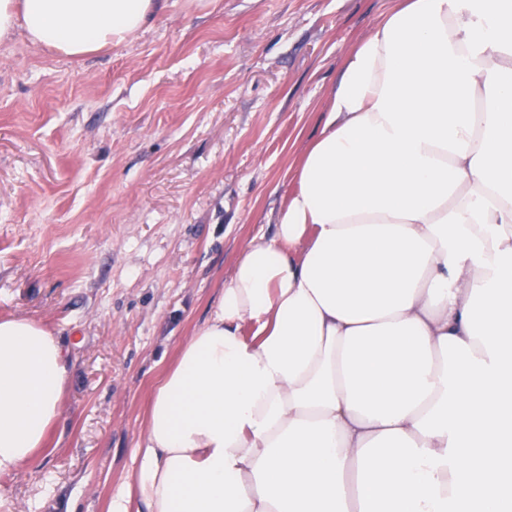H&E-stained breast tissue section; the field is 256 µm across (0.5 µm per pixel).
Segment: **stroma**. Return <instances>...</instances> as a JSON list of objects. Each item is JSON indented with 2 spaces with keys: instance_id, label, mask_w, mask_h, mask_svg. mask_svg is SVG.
Returning a JSON list of instances; mask_svg holds the SVG:
<instances>
[{
  "instance_id": "1",
  "label": "stroma",
  "mask_w": 512,
  "mask_h": 512,
  "mask_svg": "<svg viewBox=\"0 0 512 512\" xmlns=\"http://www.w3.org/2000/svg\"><path fill=\"white\" fill-rule=\"evenodd\" d=\"M391 0H165L78 58L0 40V317L67 351L61 416L0 512H109L152 391L272 235L336 78Z\"/></svg>"
}]
</instances>
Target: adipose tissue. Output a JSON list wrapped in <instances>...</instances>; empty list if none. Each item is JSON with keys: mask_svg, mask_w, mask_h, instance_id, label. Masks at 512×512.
<instances>
[{"mask_svg": "<svg viewBox=\"0 0 512 512\" xmlns=\"http://www.w3.org/2000/svg\"><path fill=\"white\" fill-rule=\"evenodd\" d=\"M160 0H0L66 57ZM274 233L156 385L110 512H512V0H395L350 51ZM0 318V474L67 386Z\"/></svg>", "mask_w": 512, "mask_h": 512, "instance_id": "obj_1", "label": "adipose tissue"}]
</instances>
